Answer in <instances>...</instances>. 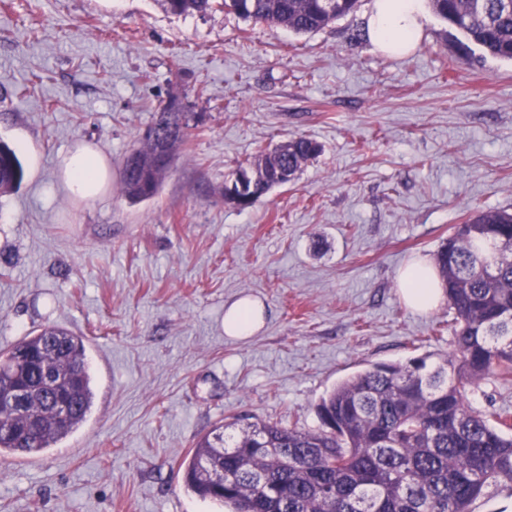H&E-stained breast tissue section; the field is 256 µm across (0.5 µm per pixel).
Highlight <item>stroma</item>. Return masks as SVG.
<instances>
[{
    "mask_svg": "<svg viewBox=\"0 0 512 512\" xmlns=\"http://www.w3.org/2000/svg\"><path fill=\"white\" fill-rule=\"evenodd\" d=\"M373 2L297 34L160 0H0V139L25 169L0 195V351L65 327L94 391L56 447L0 458V512H226L185 485L199 437L318 428L321 398L355 373L453 352L454 310L411 311L398 273L512 208V63L461 52L431 10L411 54L383 55ZM175 92L199 123L158 195L129 202L125 158ZM297 135L322 152L294 181L225 202L238 165ZM83 142L112 164L89 203L59 179ZM244 295L265 325L226 336ZM470 403L512 417V380ZM165 10L173 15L205 14L213 7L214 0H161Z\"/></svg>",
    "mask_w": 512,
    "mask_h": 512,
    "instance_id": "stroma-1",
    "label": "stroma"
}]
</instances>
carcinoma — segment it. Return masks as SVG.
<instances>
[{"label":"carcinoma","mask_w":512,"mask_h":512,"mask_svg":"<svg viewBox=\"0 0 512 512\" xmlns=\"http://www.w3.org/2000/svg\"><path fill=\"white\" fill-rule=\"evenodd\" d=\"M214 0H162L173 15L205 14ZM359 0H224L255 23L310 33L358 8ZM434 13L484 56L512 62V6L503 0H430ZM186 105L172 95L157 110L141 146L126 157L125 197L158 194L188 139ZM320 146L293 137L242 167L252 200L290 182ZM24 168L0 141V195L15 190ZM458 329L452 355L380 363L334 388L318 407L321 426L248 423L232 434L201 437L186 485L229 512H475L491 491L512 495L509 417L489 418L468 395L487 377H512V212L487 210L453 227L436 256ZM37 358L30 364L17 354ZM64 389L68 410L42 379L43 366ZM28 390L23 412L0 409V457L41 454L73 434L94 404L85 340L63 327L31 332L0 354V390ZM224 470V485L206 476Z\"/></svg>","instance_id":"cac0c4a2"}]
</instances>
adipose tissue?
I'll return each mask as SVG.
<instances>
[{"instance_id":"obj_1","label":"adipose tissue","mask_w":512,"mask_h":512,"mask_svg":"<svg viewBox=\"0 0 512 512\" xmlns=\"http://www.w3.org/2000/svg\"><path fill=\"white\" fill-rule=\"evenodd\" d=\"M425 0H374L368 17L373 45L383 54H410L423 35ZM112 179V166L92 145L84 144L63 159L61 180L71 196L91 201L98 198ZM399 291L412 311L426 313L435 309L444 291L432 261L417 259L399 274ZM264 324L262 305L242 297L226 306L224 332L233 338L254 335Z\"/></svg>"}]
</instances>
